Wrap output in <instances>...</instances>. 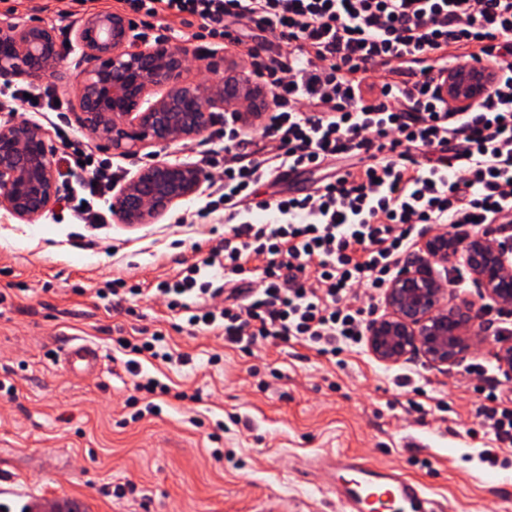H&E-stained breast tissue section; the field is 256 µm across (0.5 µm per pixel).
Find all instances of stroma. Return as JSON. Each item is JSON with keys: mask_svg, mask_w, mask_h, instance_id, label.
Listing matches in <instances>:
<instances>
[{"mask_svg": "<svg viewBox=\"0 0 512 512\" xmlns=\"http://www.w3.org/2000/svg\"><path fill=\"white\" fill-rule=\"evenodd\" d=\"M115 9V0H0V18L41 22L58 43L55 78L19 77L13 87L48 91L59 103L52 120L131 179L154 147L112 152L76 115L73 78L82 50L75 26ZM135 30L143 45L161 37L173 49L190 48L191 81L221 79L242 65L248 46L271 37L255 29L244 44L228 45L189 38L178 24ZM223 126L216 121L214 131L172 144L166 156L198 165L223 155ZM208 199L203 192L179 201L154 224H82L58 207L21 224L0 210V380L16 388L14 396H0V473L12 489L0 504L20 512L31 494L62 508L78 504L80 512H259L270 503L280 512H334L318 476L301 467L331 449L403 469L448 512H512V450L489 464L492 440L468 434L484 395L466 370L493 363L494 337L446 369L417 357L388 366L362 345L333 359L299 342L250 355L193 332L145 294L119 302L99 296L116 278L157 287L174 280L180 263L207 256L224 236L223 212L198 215ZM142 329L164 335L159 358L142 362V371L197 398L165 397L159 414L134 422L125 405L133 378L112 339ZM75 336L99 346V371L62 370L58 356ZM439 400L445 410H435ZM413 401L422 411H408Z\"/></svg>", "mask_w": 512, "mask_h": 512, "instance_id": "stroma-1", "label": "stroma"}]
</instances>
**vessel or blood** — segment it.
I'll list each match as a JSON object with an SVG mask.
<instances>
[{
	"instance_id": "obj_1",
	"label": "vessel or blood",
	"mask_w": 512,
	"mask_h": 512,
	"mask_svg": "<svg viewBox=\"0 0 512 512\" xmlns=\"http://www.w3.org/2000/svg\"><path fill=\"white\" fill-rule=\"evenodd\" d=\"M100 361L97 345L86 340L69 339L63 351V364L73 375L97 371ZM320 464L338 512H444L421 482L399 469L348 453H324Z\"/></svg>"
}]
</instances>
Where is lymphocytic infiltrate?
<instances>
[{
    "instance_id": "1",
    "label": "lymphocytic infiltrate",
    "mask_w": 512,
    "mask_h": 512,
    "mask_svg": "<svg viewBox=\"0 0 512 512\" xmlns=\"http://www.w3.org/2000/svg\"><path fill=\"white\" fill-rule=\"evenodd\" d=\"M141 21L177 23L194 38L242 43L249 27L274 33L276 57L249 47L246 70L272 105L260 128L224 125V155L208 161L221 183L206 212L224 213V238L156 296L189 326L248 350L302 341L336 357L360 343L375 298L434 227L461 233L512 227V0H120ZM492 62L497 77L461 111L439 93L451 66ZM67 210L84 224L107 214L85 196L111 192L120 169L83 141L63 142ZM351 158L305 195L262 197L276 171L316 170ZM269 214L266 222L258 213ZM219 267L224 284L200 280ZM160 333L121 336L134 375L132 420L184 391L141 374ZM480 429L512 445V397L490 391Z\"/></svg>"
}]
</instances>
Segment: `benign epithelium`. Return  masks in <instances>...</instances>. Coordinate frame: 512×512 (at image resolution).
<instances>
[{
	"mask_svg": "<svg viewBox=\"0 0 512 512\" xmlns=\"http://www.w3.org/2000/svg\"><path fill=\"white\" fill-rule=\"evenodd\" d=\"M125 14L106 12L82 18L75 39L85 67L76 76L80 122L104 147L134 153L150 144L161 149L204 135L219 113L246 100L249 110L240 121L260 119L266 94L257 79L232 71L213 82L185 79L187 52L173 50L165 40L143 46ZM57 43L53 31L39 22L16 24L0 20V82L15 76L42 79L53 75ZM493 80V73H450L441 87L448 104L468 108ZM205 176L197 166L179 160H157L126 183L112 199V214L124 224H155L178 201L202 192ZM59 185L54 151L37 123L0 121V209L28 222L58 204ZM483 298L512 308V242L489 234L429 236L415 257L386 288L385 312L366 332L372 357L400 364L420 356L432 367L462 363L471 353L473 324L484 310L448 288L435 266L448 269L459 260ZM499 370L512 376V340L494 352Z\"/></svg>",
	"mask_w": 512,
	"mask_h": 512,
	"instance_id": "obj_1",
	"label": "benign epithelium"
}]
</instances>
